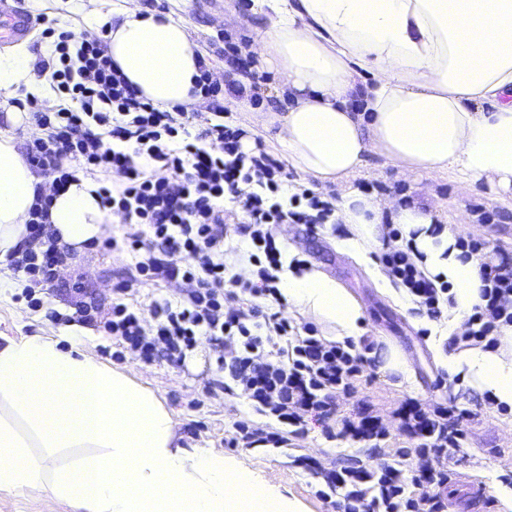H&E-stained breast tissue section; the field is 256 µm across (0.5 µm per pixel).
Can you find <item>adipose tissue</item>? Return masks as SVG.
Here are the masks:
<instances>
[{
	"mask_svg": "<svg viewBox=\"0 0 512 512\" xmlns=\"http://www.w3.org/2000/svg\"><path fill=\"white\" fill-rule=\"evenodd\" d=\"M89 29L109 30V52L156 107L192 105L202 53L183 19L144 12L137 0H65ZM269 24L254 50L290 103L278 116L289 166L306 179L340 181L382 156L405 174L454 173L512 192V0H254ZM43 95L27 43L0 54V91ZM361 91L363 109L349 107ZM12 135L0 134V269L27 239L44 181ZM98 183L78 174L51 208L61 244L83 251L107 231ZM337 216L348 247H382V224L415 232L426 272L450 288L449 324L480 304V261L461 259L457 231L431 234L432 212L346 195ZM289 305L360 339L363 313L336 280L289 268ZM496 351L453 349L450 375L512 409V325ZM67 337L0 335V491L49 492L69 512H294L252 471L215 449L178 445L171 412L154 392Z\"/></svg>",
	"mask_w": 512,
	"mask_h": 512,
	"instance_id": "obj_1",
	"label": "adipose tissue"
}]
</instances>
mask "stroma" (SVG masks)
Here are the masks:
<instances>
[{"label": "stroma", "instance_id": "35a3bbf8", "mask_svg": "<svg viewBox=\"0 0 512 512\" xmlns=\"http://www.w3.org/2000/svg\"><path fill=\"white\" fill-rule=\"evenodd\" d=\"M167 9L186 21L191 40L199 44L209 61L212 77L224 82L232 65L224 56L225 41L253 39L267 24L252 10V0H168ZM376 185L379 195L400 202L411 200L433 208L438 223L452 225L468 215L473 234L485 242V251L495 259L512 260V196L492 193L482 183H470L447 173L441 176H407L379 156H369L366 166L340 182L320 184L304 181L296 172L288 174V190L343 197ZM286 258H296L334 279L357 300L364 316L365 333L376 340L380 351L394 350L408 362L407 374L375 368L358 394L340 399L337 412L351 414L368 407L384 418L404 401L413 399L429 405L454 400L459 408L473 414L468 425L470 438L463 459L456 464L458 475L471 477L482 492L476 512H512V487L502 483L512 473V412L487 411L485 392L450 383L437 343L447 335L448 323L433 322L413 309L405 308L397 290L376 275L371 253L343 247L337 227L326 224L313 229L306 224H281L276 229ZM132 264L123 250L103 252L93 248L59 267L51 303L65 311L76 289H85L102 309L112 304V290ZM21 288L0 292V333L7 336L59 334L43 311L21 300ZM219 352L201 343L195 355L181 365L166 361L144 362L126 357L118 369L128 371L138 382L156 392L176 421L182 447L216 448L239 416H254L250 400L216 366ZM262 481L277 487L296 504L298 512H338L336 498L324 499L317 491L321 480L314 467L351 456L378 461L370 448L326 438L319 426L308 425L290 436L283 448L225 449Z\"/></svg>", "mask_w": 512, "mask_h": 512}]
</instances>
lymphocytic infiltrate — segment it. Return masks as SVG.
Returning <instances> with one entry per match:
<instances>
[{
  "label": "lymphocytic infiltrate",
  "mask_w": 512,
  "mask_h": 512,
  "mask_svg": "<svg viewBox=\"0 0 512 512\" xmlns=\"http://www.w3.org/2000/svg\"><path fill=\"white\" fill-rule=\"evenodd\" d=\"M44 33L54 37L56 55L38 60L35 70L56 98L28 97V110L43 134L27 144L26 156L50 179L52 192L38 194L27 221V244L10 261L26 282L22 296L28 305L45 308L48 320L59 326L103 329L113 339L111 357L117 361L131 353L177 365L207 337L222 349L218 368L248 395L256 414L271 419L266 425L237 418L225 447L281 448L288 443L283 427L301 430L313 421L325 434L384 451L371 468L352 457L322 468L325 486L341 495L342 512H448L450 466L467 442L465 412L450 402L426 408L410 399L393 412L394 433L377 414L337 416V399L355 395L375 367V343L359 350L326 338L315 324L300 326L255 304L277 295L284 263L276 226L336 221L335 198L306 190L287 194L283 163L260 144L244 151L245 130L225 124L220 95H258L262 75L241 67L221 87L212 83L208 65H200L194 95L209 112L203 119L183 105L168 111L145 101L114 63L107 35L89 38L52 26ZM79 171L99 177L105 215L121 214L143 232L121 241L109 236L100 244L104 250L125 247L134 257L111 308L78 300L63 313L44 301L56 267L72 258L57 245L49 210L54 194L65 191ZM228 199L233 209H225ZM231 229L262 251L256 277L230 271ZM383 231L386 248L378 260L388 276L412 297L419 315L443 317L447 283L425 272L422 254L399 225L384 224ZM480 277L482 302L452 343L494 350L502 326L512 325V262L484 261ZM172 279L183 285L179 301L156 298L149 307L138 305L141 289ZM236 289L253 297V304L226 308ZM411 453L418 464L407 476L401 465Z\"/></svg>",
  "instance_id": "obj_1"
}]
</instances>
